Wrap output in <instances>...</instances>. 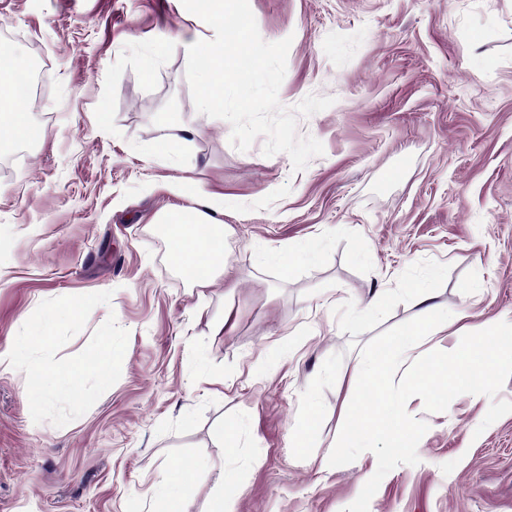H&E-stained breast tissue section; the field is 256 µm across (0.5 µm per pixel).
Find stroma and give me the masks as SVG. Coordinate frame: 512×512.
Segmentation results:
<instances>
[{
    "label": "stroma",
    "instance_id": "35a3bbf8",
    "mask_svg": "<svg viewBox=\"0 0 512 512\" xmlns=\"http://www.w3.org/2000/svg\"><path fill=\"white\" fill-rule=\"evenodd\" d=\"M249 4L263 40H292L281 105L334 99L298 120L324 146L299 172L196 110L182 46L214 31L181 0H0L6 48L42 69L22 104L41 138L19 160L0 140V351L68 295L112 298L61 356L108 316L129 333L120 379L62 427L34 423L24 372L0 366V512H156L189 466L184 512H209L220 466L229 512H342L377 468L327 464L354 368L421 326L412 284L465 315L418 354L512 322V0ZM202 193L224 199L230 270L194 288L156 218ZM489 405L411 398L420 461L369 512H512V413L482 427Z\"/></svg>",
    "mask_w": 512,
    "mask_h": 512
}]
</instances>
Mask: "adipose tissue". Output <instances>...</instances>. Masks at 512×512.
I'll return each instance as SVG.
<instances>
[{"label": "adipose tissue", "instance_id": "adipose-tissue-1", "mask_svg": "<svg viewBox=\"0 0 512 512\" xmlns=\"http://www.w3.org/2000/svg\"><path fill=\"white\" fill-rule=\"evenodd\" d=\"M21 67L18 56L6 50L0 52V116L9 119L16 138L35 140L41 135L39 128L29 123L25 113L18 110L23 87L13 79L12 73ZM223 212L220 199L206 194L200 197L196 208L187 212H169L160 218L161 223L175 227L168 238L169 251L179 257L180 267L194 287H207L214 271L226 266ZM413 347L411 338L396 339L388 351L356 366L355 379L367 387L385 384L398 372L405 355Z\"/></svg>", "mask_w": 512, "mask_h": 512}]
</instances>
